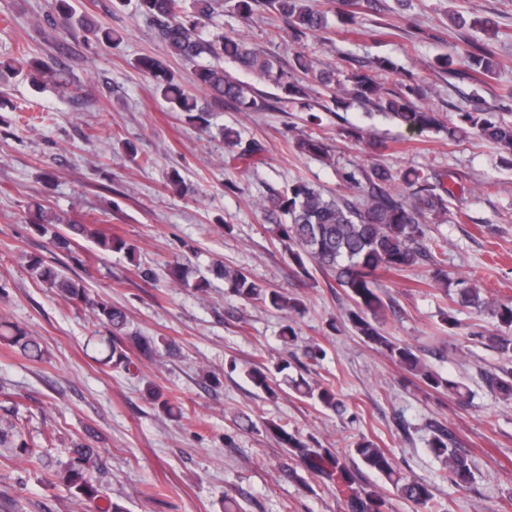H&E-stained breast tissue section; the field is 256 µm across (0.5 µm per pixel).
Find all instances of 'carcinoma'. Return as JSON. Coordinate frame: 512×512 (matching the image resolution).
<instances>
[{
    "mask_svg": "<svg viewBox=\"0 0 512 512\" xmlns=\"http://www.w3.org/2000/svg\"><path fill=\"white\" fill-rule=\"evenodd\" d=\"M218 0H191L190 9L183 7L182 0H138L141 13L153 21L156 35L164 45L165 55L144 56L139 60L140 69L154 82L159 96L172 111L182 113L190 125L209 126V109L198 103L195 95L177 82L168 69L167 58H180L205 63L196 65L192 85L205 91L210 102L237 105L243 112H286L295 104L307 99L310 88L296 74L309 75L328 96L327 104L320 108L333 112L346 109L353 103L372 105L379 115L408 129L424 132L445 130L448 139L455 140L475 135L493 146L503 163L512 164V120H506L479 104L471 110L453 113L443 121L440 113L416 104L423 94L418 80L410 76L395 89L385 88L377 79L362 69L348 71L319 67L316 61L301 52L293 54L292 62L281 61L263 49L252 46L247 39L224 34L211 38L203 36L202 29L215 14ZM233 10L243 18L250 17L260 6L279 15L286 24L285 35L293 43L315 32L331 29L329 14L319 9L316 0H231ZM453 26L459 30L478 27L486 33L497 34L495 23L487 17L466 18L460 12L449 15ZM228 60L252 73L258 80L275 85L278 93L269 96L256 86L241 82L224 70L221 60ZM46 81L58 87L73 85L71 78L62 71L32 64ZM431 68L450 76L464 79L475 71L484 76L495 74L499 62L488 47L476 43L461 54H441L431 63ZM224 142L235 148V157L242 161L253 159L260 151L253 140H244L233 128L222 129ZM300 153L326 157L329 145L315 132L305 133L296 140ZM343 186L361 192L356 203L341 196L327 197L313 183L298 179L260 204L273 217L272 232L288 254L296 273L308 278L309 267L331 276L352 301L353 308L347 313V321L356 336L383 353L399 368L417 378L424 386L437 393L462 402L468 397L466 387L454 380L442 377L431 369L407 343L392 339L386 331L388 304L380 291L378 275L381 272L399 274L421 264L435 267L433 278L444 284L450 304L441 313V321L448 329L457 328L455 312L469 309L493 320V328L471 333L470 340L497 352L503 364L483 372L487 392L502 401L512 400V301H499L487 296L469 278H451L448 271L439 267L436 249L427 238L428 214L446 210L448 199L454 196L453 188L445 178L423 168H413L402 177L409 189L407 193L395 191V175L391 169L378 165L360 174L356 171L340 173ZM37 212L31 220L36 231L53 233L52 243L70 250L72 236L88 233L87 225L67 219L36 204ZM63 224L69 234L52 231ZM97 245L103 252L135 251L133 245L120 237L95 232ZM31 274L44 281L64 301L88 304L95 319L108 327L110 335L99 339L104 346L102 361L114 369H130L133 361L128 346L142 354L154 357L160 349H169L148 336L129 331V318L124 308L104 300L90 298V290L83 281L59 274L33 256L29 259ZM217 273L224 277V285L235 296L255 301L275 309L296 314L303 303L278 290L269 289L252 280L244 271L227 265L217 266ZM0 343L16 348L33 361H40L45 350L41 339L6 320L0 322ZM288 362L276 366L281 380L264 366H253L246 371L253 386L269 397L278 395L281 387L294 394L318 402L323 407L341 412L344 402L333 383L312 384L286 373ZM288 455L308 464V470L336 486L342 496L346 512H385L386 499L381 490L373 485H363L346 462L342 452L314 448L299 436L288 432L280 424L266 423ZM24 433L18 417L0 420V446L21 448L29 460L43 462L44 454L35 445L23 440ZM430 451L444 460L450 480L458 487H468L474 482V472L468 455L463 451L457 434L441 423L432 425ZM348 453L357 457L368 470L381 475L396 493L416 509L435 507L433 488L416 479L403 477L397 472L390 452L362 436ZM101 464L100 450L81 443L68 449V458L57 461V468L48 478L51 485H62L77 500L95 503L106 499L103 512H127L124 505L105 498L102 486L96 482L95 471Z\"/></svg>",
    "mask_w": 512,
    "mask_h": 512,
    "instance_id": "cac0c4a2",
    "label": "carcinoma"
}]
</instances>
